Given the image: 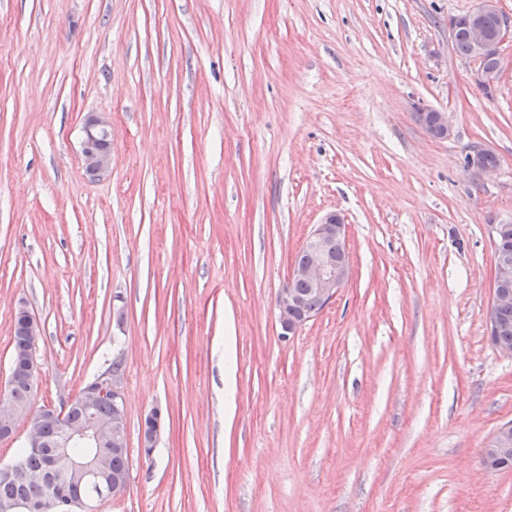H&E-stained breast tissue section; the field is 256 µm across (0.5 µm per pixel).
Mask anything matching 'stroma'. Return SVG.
<instances>
[{
	"label": "stroma",
	"instance_id": "obj_1",
	"mask_svg": "<svg viewBox=\"0 0 512 512\" xmlns=\"http://www.w3.org/2000/svg\"><path fill=\"white\" fill-rule=\"evenodd\" d=\"M478 4L0 0V380L22 304L32 411L122 359L131 485L98 512H512V471L483 462L512 422L485 323L512 43L485 92L452 47ZM475 146L493 173L465 169ZM330 212L351 278L282 339L277 294ZM427 112H431V114L427 115ZM415 116L418 124L429 138L444 139L448 137L449 125L447 113L421 109L416 112ZM83 134L82 156L85 170L95 176L107 172L112 161L111 149L92 150L88 143L102 135L110 134L109 123L97 115L88 114L84 119ZM24 312L17 311L14 317V336L11 355H23L27 347V336L30 343L36 346L40 334V323L30 312L27 313V322L25 325V334L23 333V324L25 322Z\"/></svg>",
	"mask_w": 512,
	"mask_h": 512
}]
</instances>
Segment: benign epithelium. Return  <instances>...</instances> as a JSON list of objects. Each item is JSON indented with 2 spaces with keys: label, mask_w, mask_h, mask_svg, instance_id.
I'll list each match as a JSON object with an SVG mask.
<instances>
[{
  "label": "benign epithelium",
  "mask_w": 512,
  "mask_h": 512,
  "mask_svg": "<svg viewBox=\"0 0 512 512\" xmlns=\"http://www.w3.org/2000/svg\"><path fill=\"white\" fill-rule=\"evenodd\" d=\"M497 0H481L480 6L468 15V28L472 57L479 62V82L486 88L496 86L502 66L500 48L505 42H512V21L501 18L495 33L490 34L484 27L483 19L489 14H497ZM416 120L424 133L431 139L448 137V114L441 111L421 109L416 112ZM110 133L109 123L103 118L89 114L83 123V164L91 175H101L108 171L111 161V149L92 150L88 143ZM339 243L340 251L333 249ZM303 251L307 254L305 263L291 267L288 283L305 281L308 293L317 296L322 305L330 304L341 288L345 287L351 276V263L347 247L346 224L338 213L329 214L321 223L315 225L308 236ZM491 300L486 313V325L489 334L500 329L495 309L512 304V258L494 254L493 275L491 279ZM306 293V294H308ZM306 294L288 287L282 289L276 305L283 317L279 319L280 336L288 339L295 336L312 313L305 312ZM297 307L302 311L299 318L288 320L284 314L288 308ZM15 369H9L6 387H0V442L14 440L19 417L28 413L13 404L9 391L15 382ZM112 394V418L101 420L93 415L98 400L105 394ZM78 404L87 414L86 419L77 423L68 418L69 406L61 409L45 407L38 413V419L30 420L25 435V447L39 452L45 447L40 430V421L52 420L56 423L58 440L49 454L46 471L32 476L45 486V493L39 500H0V512H95L94 504L119 498L129 489V478H114L91 490L84 496H74L71 487L83 482L104 470L103 462L111 447H121L126 442L123 427L126 421V404L122 383L108 372L99 374L95 380L83 389ZM485 452L494 458L512 455V422L503 424L493 435ZM28 477L22 464L15 461L0 465V480L18 481Z\"/></svg>",
  "instance_id": "7a95c632"
}]
</instances>
